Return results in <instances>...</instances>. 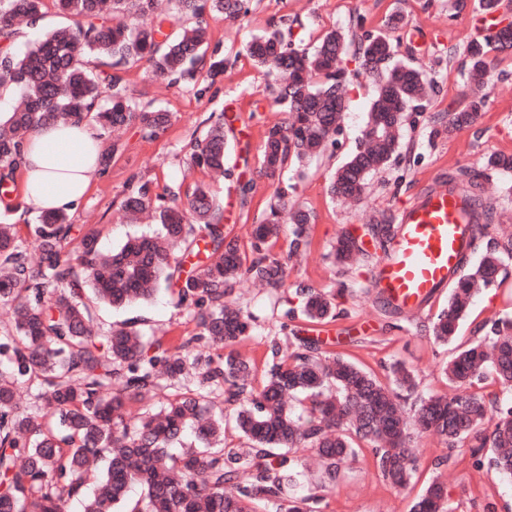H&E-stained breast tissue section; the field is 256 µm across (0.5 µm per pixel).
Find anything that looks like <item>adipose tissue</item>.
Wrapping results in <instances>:
<instances>
[{"label": "adipose tissue", "mask_w": 512, "mask_h": 512, "mask_svg": "<svg viewBox=\"0 0 512 512\" xmlns=\"http://www.w3.org/2000/svg\"><path fill=\"white\" fill-rule=\"evenodd\" d=\"M103 143L88 120L42 125L25 141L20 160L25 205L42 212H68L98 179Z\"/></svg>", "instance_id": "obj_1"}]
</instances>
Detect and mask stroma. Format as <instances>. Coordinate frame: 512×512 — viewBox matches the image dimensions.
<instances>
[{
  "label": "stroma",
  "mask_w": 512,
  "mask_h": 512,
  "mask_svg": "<svg viewBox=\"0 0 512 512\" xmlns=\"http://www.w3.org/2000/svg\"><path fill=\"white\" fill-rule=\"evenodd\" d=\"M512 21V0H501L498 10L485 14L479 0H250L249 13L237 20L216 15L208 19V54L223 58L224 72L205 94L193 82L177 84L155 76L146 62L126 65L121 76L134 101L168 112L167 129L157 137L144 136L128 127L121 150L69 219L75 229L64 252L76 256L81 235L94 231L103 249L119 247L129 237L151 232L146 215L132 216L121 207L132 185L149 182L158 203L170 201L172 191L197 183L208 184L216 200L227 204L226 239L249 247L251 233L268 210L277 188L288 191L289 205L311 215L309 246L304 255L288 254V239L272 243L270 253L284 267L280 289L243 283L227 295L229 304L251 315L253 330L237 351L256 365H263L267 340L292 334L321 336L325 349L342 353L378 375L394 362L414 370L422 394L445 393L442 374L454 347L434 341L431 322L448 303L447 291H439L416 314L390 315L382 311L371 283L378 268L374 258H357L352 265L337 262L334 245L346 229L376 223L381 214L396 215L399 209L431 187L436 176L459 167L482 173L487 200L493 209L491 238L512 235V171L490 169L493 154L512 155V49H490L493 70L487 78L486 104L468 127L449 130L448 115L462 107L470 93L467 47L491 39L501 20ZM288 22L287 41L308 49L319 45L327 31L343 29L362 38L385 36L396 49V58L423 70L427 76L425 108L409 113L400 135L401 145L385 171L367 179L360 200L332 195L333 174L360 147L370 103L376 88L365 75L356 49L342 60L345 71L344 112L334 142L324 153L271 179L262 171V150L268 129L285 123L287 115L274 103L276 84L266 69L256 65L245 46L252 36L270 26ZM230 121L225 132L228 165L245 174L252 190L241 199L233 178L211 179L191 166L190 142L202 136L213 113ZM505 281L497 288L476 293L460 324L461 340L482 335L485 322L512 314V256H504ZM333 294L342 317L326 325L307 323L303 317L288 319V308H299L298 284ZM95 321L101 332L122 325L177 345L188 342L196 323L186 309L176 306L166 292L153 299L122 308L98 306ZM189 344V342H188ZM201 346L189 344V356L202 354ZM419 472L441 477L448 488L453 512H512V478L476 464L468 449L448 451L437 436H416ZM298 492L319 493L318 512H409L417 491L385 484L374 465L370 448L327 480L317 468L311 450L300 448ZM448 465H441V458Z\"/></svg>",
  "instance_id": "stroma-1"
}]
</instances>
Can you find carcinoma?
<instances>
[{
    "mask_svg": "<svg viewBox=\"0 0 512 512\" xmlns=\"http://www.w3.org/2000/svg\"><path fill=\"white\" fill-rule=\"evenodd\" d=\"M74 19L48 34L24 55L12 51L14 22L36 19L43 0H0V87L18 88L23 105L9 124L0 127V163L14 169L25 140L36 127L91 116L103 129L136 125L156 137L169 123L166 112L139 107L122 78L109 71L92 72L84 58L95 56L119 67L144 61L160 77L195 78L204 71L213 80L224 72V60L206 59L205 15L236 18L248 13L247 0H176L180 13L194 25L176 37L164 30L166 18L157 0H138L140 22L110 25L108 13L126 0H55ZM354 38L328 32L309 51L290 48L284 31L275 27L247 45L261 67L275 74V102L288 112L285 125L267 133L263 168L273 177L290 165L318 153L336 131L347 109L340 93L342 57ZM365 73L377 87L369 107L364 144L331 182L334 195L356 197L365 180L380 172L399 147V128L409 112L423 110L424 72L393 62L395 50L383 36L358 42ZM470 78L481 83L489 74L487 46L467 50ZM485 100L476 98L448 114V125L473 124ZM193 165L224 170V115L206 135L191 142ZM449 180L463 185L473 207L470 249L486 234L492 209L483 204L482 183L467 168ZM277 201L255 225L251 253L224 239V211L209 191L196 185L185 201L155 209L156 229L104 252L93 232L80 239L76 260L62 257L73 225L63 212H46L27 231L40 251L32 265L19 244L16 224H0V300L14 304V323L0 334V512H65L72 497L84 499V512H316L320 498L285 497L297 462L283 450L310 448L329 475L371 447L384 480L397 487L417 474V448L407 431L404 404L413 400L417 430L444 440L448 448L468 447L476 463L512 475V404L473 390L474 380L488 371L502 386L512 387V318L491 321L481 341H466L446 364L444 374L456 394L416 396L413 373L401 363L386 380L345 356L322 357L317 337L294 336L296 350L280 355V343L269 342L263 388L251 384L252 364L232 347L250 328L249 316L226 305L224 298L237 279L277 289L282 266L264 248L280 235ZM151 204L142 184L124 201L129 210ZM290 225L289 253L308 245L311 216L298 208ZM204 226L201 234L196 226ZM393 224L389 217L368 227L376 247L389 253ZM503 250L487 248L480 263L460 275L447 308L433 323L437 342H453L473 295L497 282ZM205 254L207 263L185 270L186 259ZM363 253L344 234L336 241L340 262ZM164 290L189 311L197 332L189 342L204 343L216 356L187 359L184 346L150 340L140 331L119 327L105 342L96 341L93 307L121 308L147 301ZM301 314L311 321L336 316L334 297L300 284ZM170 381L176 389L156 413L131 417L136 404ZM37 384L34 401L16 395L21 384ZM235 407L234 423L250 446L224 448V416L207 417L212 395ZM300 405L306 416L297 414ZM198 430L196 446L183 442L185 431ZM142 495L131 499L130 485ZM411 512H452L444 483L432 478L411 505Z\"/></svg>",
    "mask_w": 512,
    "mask_h": 512,
    "instance_id": "cac0c4a2",
    "label": "carcinoma"
}]
</instances>
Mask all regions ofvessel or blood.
I'll list each match as a JSON object with an SVG mask.
<instances>
[{
    "mask_svg": "<svg viewBox=\"0 0 512 512\" xmlns=\"http://www.w3.org/2000/svg\"><path fill=\"white\" fill-rule=\"evenodd\" d=\"M379 286L402 311H419L459 270L471 240L470 207L462 193L436 179L433 187L402 207Z\"/></svg>",
    "mask_w": 512,
    "mask_h": 512,
    "instance_id": "vessel-or-blood-1",
    "label": "vessel or blood"
}]
</instances>
